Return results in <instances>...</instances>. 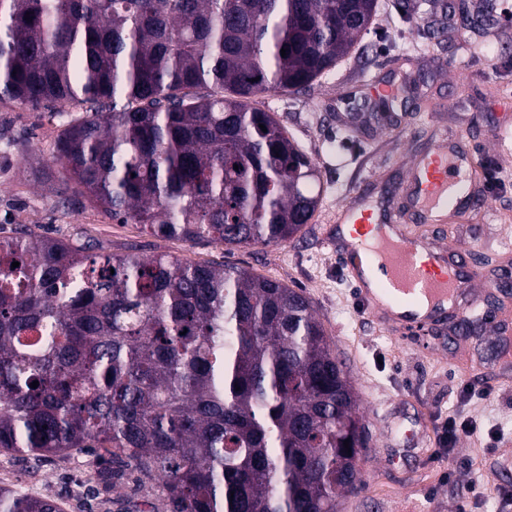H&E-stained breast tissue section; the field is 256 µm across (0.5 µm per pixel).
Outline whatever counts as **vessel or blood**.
Segmentation results:
<instances>
[{
	"label": "vessel or blood",
	"mask_w": 512,
	"mask_h": 512,
	"mask_svg": "<svg viewBox=\"0 0 512 512\" xmlns=\"http://www.w3.org/2000/svg\"><path fill=\"white\" fill-rule=\"evenodd\" d=\"M473 166L474 149L461 135L438 138L414 158L405 191L421 220L450 206L485 205L463 175ZM336 221L352 227L349 241L336 252L370 316L393 335L413 341L437 322L476 319L469 294L479 276L466 267L467 247L439 246L414 235L396 223L388 206L360 194L337 211ZM366 257L382 272L378 287H371L362 270Z\"/></svg>",
	"instance_id": "vessel-or-blood-1"
}]
</instances>
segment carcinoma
<instances>
[{
  "label": "carcinoma",
  "instance_id": "1",
  "mask_svg": "<svg viewBox=\"0 0 512 512\" xmlns=\"http://www.w3.org/2000/svg\"><path fill=\"white\" fill-rule=\"evenodd\" d=\"M376 4L0 0V103L76 110L47 165L59 193L157 237L278 245L314 215L320 172L253 102L310 88ZM359 422L303 292L25 224L0 238L1 450H88L106 463L90 482L129 472L152 512H337ZM0 512L60 508L1 484Z\"/></svg>",
  "mask_w": 512,
  "mask_h": 512
}]
</instances>
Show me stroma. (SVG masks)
I'll list each match as a JSON object with an SVG mask.
<instances>
[{
  "mask_svg": "<svg viewBox=\"0 0 512 512\" xmlns=\"http://www.w3.org/2000/svg\"><path fill=\"white\" fill-rule=\"evenodd\" d=\"M377 13L359 46L302 92L270 91L255 100L294 136L319 167L320 204L301 231L279 245L227 247L209 240L153 237L136 224L104 215L77 189L60 199L61 170L43 176L69 119L54 108L0 103V226H34L61 239L79 237L99 252L163 253L195 263L234 264L302 291L322 322L350 378L369 452L355 489L339 512H502L497 492L512 489V334L493 327L459 332L436 327L417 342L389 333L369 315L336 255L335 214L358 187L373 200L394 194L415 154L444 133L461 132L475 149L477 184L485 206L447 209L437 225L419 224L424 237L462 243L494 286L502 318L512 322V25L478 22V0H377ZM473 60V78L441 61ZM401 82L404 96L380 115L367 85ZM499 171L492 182L488 172ZM490 375H475V364ZM456 418L475 432L453 449L439 440ZM93 456H48L29 468L0 453V480L32 495L56 499L63 512H109L97 506L86 481ZM481 497L471 498V483Z\"/></svg>",
  "mask_w": 512,
  "mask_h": 512,
  "instance_id": "35a3bbf8",
  "label": "stroma"
}]
</instances>
